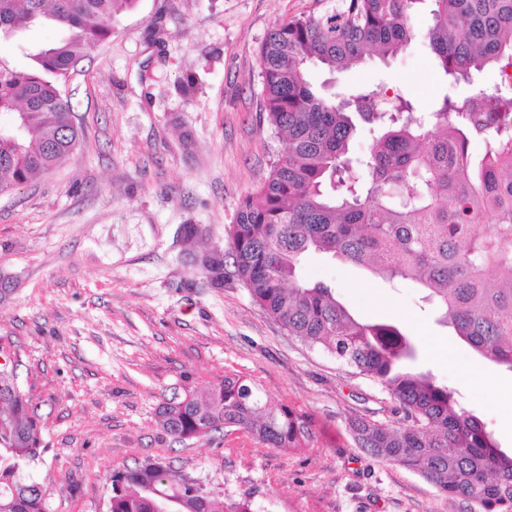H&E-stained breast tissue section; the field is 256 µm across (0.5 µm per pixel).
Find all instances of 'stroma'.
<instances>
[{"label": "stroma", "mask_w": 512, "mask_h": 512, "mask_svg": "<svg viewBox=\"0 0 512 512\" xmlns=\"http://www.w3.org/2000/svg\"><path fill=\"white\" fill-rule=\"evenodd\" d=\"M324 0H135L89 45L68 90L83 130L46 175L0 194V353L43 426L25 474L45 512H106L113 472L172 463L203 489L251 496L260 512H470L408 468L356 448L352 417L394 418L374 380L288 335L232 276L214 286L204 256L228 254L240 202L285 145L262 110L259 47L278 22ZM314 85L346 97L399 92L430 111L445 93L424 39ZM357 317L415 336L418 371L456 393L512 452V371L481 361L436 321L421 288L312 253ZM327 431L308 448H270L241 431L173 441L156 413L225 376Z\"/></svg>", "instance_id": "obj_1"}]
</instances>
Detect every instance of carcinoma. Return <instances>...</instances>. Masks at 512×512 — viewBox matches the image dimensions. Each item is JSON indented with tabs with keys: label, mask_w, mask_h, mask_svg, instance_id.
Listing matches in <instances>:
<instances>
[{
	"label": "carcinoma",
	"mask_w": 512,
	"mask_h": 512,
	"mask_svg": "<svg viewBox=\"0 0 512 512\" xmlns=\"http://www.w3.org/2000/svg\"><path fill=\"white\" fill-rule=\"evenodd\" d=\"M431 2L425 41L448 92L434 111L400 93L364 89L354 99L319 93L309 66L336 73L375 54L396 55L417 33L412 20ZM135 0H0V38L51 23L60 41L26 49L18 70L0 58V193L49 173L78 145L63 86L85 46L112 34V18ZM320 14L277 23L262 42V94L271 132L287 142L268 177L229 226L232 276L253 301L301 342L369 376L398 403L391 423L347 422L355 446L402 465L472 512H512V454L502 451L454 391L415 371L418 346L388 321L352 316L335 289L302 274L309 253L418 285L477 356L512 371V84L474 93L459 106L451 91L485 69L512 67V0H330ZM380 132L368 156L350 163L352 114ZM485 144L479 158L469 147ZM158 423L186 440L241 430L271 448L306 447L324 434L311 414L273 408L239 375L205 396L159 407ZM38 415L0 365V512H45V491L23 476L41 456ZM107 512H162L174 467L153 460L111 476ZM178 512H257L239 500L185 488Z\"/></svg>",
	"instance_id": "cac0c4a2"
}]
</instances>
